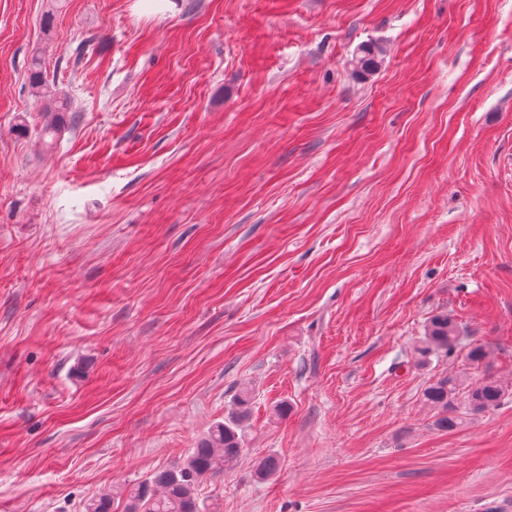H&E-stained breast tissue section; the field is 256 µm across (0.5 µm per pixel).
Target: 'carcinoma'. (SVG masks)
<instances>
[{"label": "carcinoma", "instance_id": "cac0c4a2", "mask_svg": "<svg viewBox=\"0 0 512 512\" xmlns=\"http://www.w3.org/2000/svg\"><path fill=\"white\" fill-rule=\"evenodd\" d=\"M384 47L376 42L358 46L350 64L357 72H373L383 63ZM32 88L53 99L52 119L44 128V135L53 136L59 130L60 113L67 111V102L61 100L47 84L41 60L34 58L29 73ZM459 340L456 324L446 315L431 318L425 335L417 347L418 354L430 357L452 351ZM464 395L465 408L471 415H479L498 406L506 391L495 379L484 378L466 383L456 376H444L428 384L423 400L437 413L434 426L450 431L458 424L457 400ZM251 401L248 389H242L235 399V408L224 422L214 425L200 438L196 448L180 465L154 472L147 480L126 490L127 512H203L197 488L208 476L224 473V467L235 463L244 453L245 427ZM84 512H112V496L101 494L87 501Z\"/></svg>", "mask_w": 512, "mask_h": 512}]
</instances>
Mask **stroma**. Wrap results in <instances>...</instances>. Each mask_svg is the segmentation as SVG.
Instances as JSON below:
<instances>
[{"instance_id": "stroma-1", "label": "stroma", "mask_w": 512, "mask_h": 512, "mask_svg": "<svg viewBox=\"0 0 512 512\" xmlns=\"http://www.w3.org/2000/svg\"><path fill=\"white\" fill-rule=\"evenodd\" d=\"M447 374L509 393L440 431ZM243 388L206 512H512V0H0V512L183 461ZM385 57L384 47L376 42L363 43L358 46L350 64L357 72H373L383 63ZM29 82L33 89H36L46 97H49L53 99L54 101V107L52 112L53 113L52 119L49 120L44 128V135L53 136L56 134V132L59 130L60 123H61V116L59 112H67V102L64 100H61L62 98L58 96V94L50 89L49 85L47 84L46 77L44 75V72L42 70L41 60L39 58H34L32 60V68L30 69L29 73ZM459 340V332L456 324L448 315H436L431 318L425 335L417 347L421 358L430 357L452 351Z\"/></svg>"}]
</instances>
